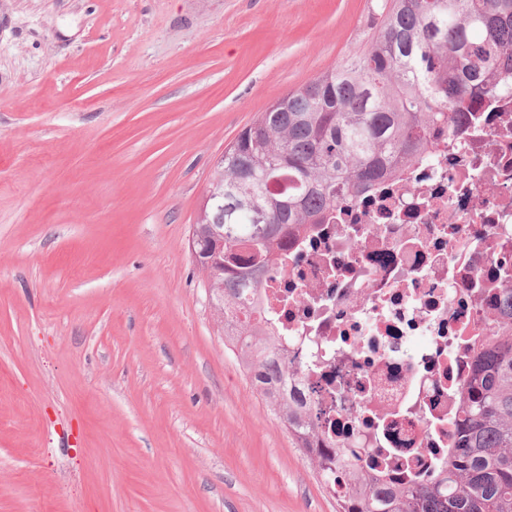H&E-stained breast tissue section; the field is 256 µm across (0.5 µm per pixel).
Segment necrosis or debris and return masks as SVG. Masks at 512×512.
<instances>
[{
  "instance_id": "1",
  "label": "necrosis or debris",
  "mask_w": 512,
  "mask_h": 512,
  "mask_svg": "<svg viewBox=\"0 0 512 512\" xmlns=\"http://www.w3.org/2000/svg\"><path fill=\"white\" fill-rule=\"evenodd\" d=\"M285 249L289 277L247 297L253 324L288 339V397L318 450L429 482L512 263V94L481 96L423 161L291 230Z\"/></svg>"
}]
</instances>
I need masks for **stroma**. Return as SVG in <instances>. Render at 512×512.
Instances as JSON below:
<instances>
[{
  "mask_svg": "<svg viewBox=\"0 0 512 512\" xmlns=\"http://www.w3.org/2000/svg\"><path fill=\"white\" fill-rule=\"evenodd\" d=\"M380 0H0V512H336L224 339L225 148Z\"/></svg>",
  "mask_w": 512,
  "mask_h": 512,
  "instance_id": "35a3bbf8",
  "label": "stroma"
}]
</instances>
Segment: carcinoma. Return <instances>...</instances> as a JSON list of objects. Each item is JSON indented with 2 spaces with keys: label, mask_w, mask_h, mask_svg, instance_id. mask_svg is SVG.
<instances>
[{
  "label": "carcinoma",
  "mask_w": 512,
  "mask_h": 512,
  "mask_svg": "<svg viewBox=\"0 0 512 512\" xmlns=\"http://www.w3.org/2000/svg\"><path fill=\"white\" fill-rule=\"evenodd\" d=\"M512 91V0H387L362 53L275 101L224 150V250L197 224L196 248L224 267V335L255 389L315 465L336 512H512V328L486 329L458 394L448 468L419 486L368 485L343 452L316 455L313 428L278 397L293 374L288 340L253 336L241 290L287 274L294 224H321L424 157L472 99ZM250 250L242 262L237 250ZM352 479L348 495L341 484Z\"/></svg>",
  "instance_id": "obj_1"
}]
</instances>
